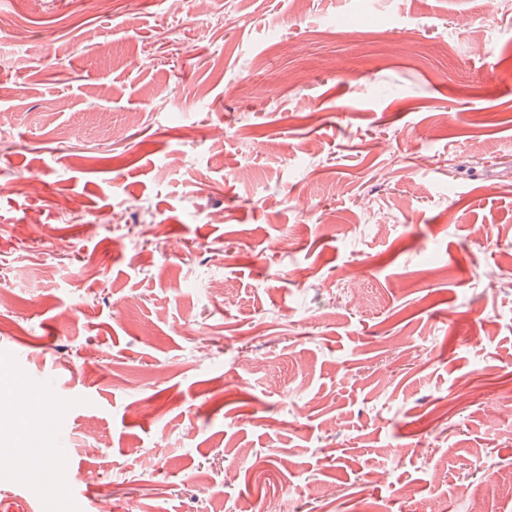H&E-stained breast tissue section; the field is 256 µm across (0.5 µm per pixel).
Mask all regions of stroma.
<instances>
[{"label":"stroma","mask_w":512,"mask_h":512,"mask_svg":"<svg viewBox=\"0 0 512 512\" xmlns=\"http://www.w3.org/2000/svg\"><path fill=\"white\" fill-rule=\"evenodd\" d=\"M0 15V512H512V5Z\"/></svg>","instance_id":"1"}]
</instances>
